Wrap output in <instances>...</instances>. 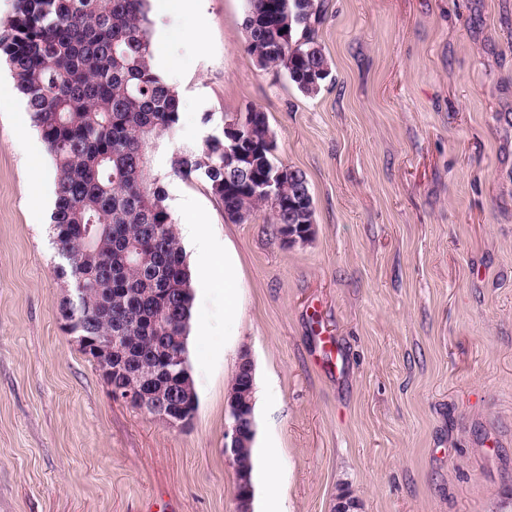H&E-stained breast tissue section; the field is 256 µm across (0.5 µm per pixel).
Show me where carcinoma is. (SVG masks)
<instances>
[{
	"label": "carcinoma",
	"mask_w": 512,
	"mask_h": 512,
	"mask_svg": "<svg viewBox=\"0 0 512 512\" xmlns=\"http://www.w3.org/2000/svg\"><path fill=\"white\" fill-rule=\"evenodd\" d=\"M315 0H248L244 19L248 52L263 68L292 70L306 96L319 89L308 75L327 65L312 36ZM289 25L290 42L282 29ZM149 0H16L0 36L16 88L56 168L53 243L65 263L56 276L83 283L78 314L101 333L117 336L125 371L154 369L151 390L165 395L191 420L198 395H185L177 374L162 359L183 357L192 294L189 269L167 194L153 174L159 132L179 121L180 98L151 65ZM170 170L202 176L224 204L228 220L241 208L264 207L241 192L245 176L224 171V140L200 151L172 154ZM236 364L228 400L244 428L233 467L246 479L240 504L252 503L256 435L254 380Z\"/></svg>",
	"instance_id": "obj_1"
}]
</instances>
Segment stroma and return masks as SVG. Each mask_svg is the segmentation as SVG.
Segmentation results:
<instances>
[{"label": "stroma", "mask_w": 512, "mask_h": 512, "mask_svg": "<svg viewBox=\"0 0 512 512\" xmlns=\"http://www.w3.org/2000/svg\"><path fill=\"white\" fill-rule=\"evenodd\" d=\"M331 65L303 95L246 47V0H207V37H174L182 103L153 170L239 259V315L194 283L199 407L173 428L113 400L61 328L51 207L29 192L23 99L0 107V512H237L227 388L251 355L256 436L283 474L278 512H512V0H320ZM266 113L301 171L314 235L268 212L230 222L169 168L224 122Z\"/></svg>", "instance_id": "35a3bbf8"}]
</instances>
